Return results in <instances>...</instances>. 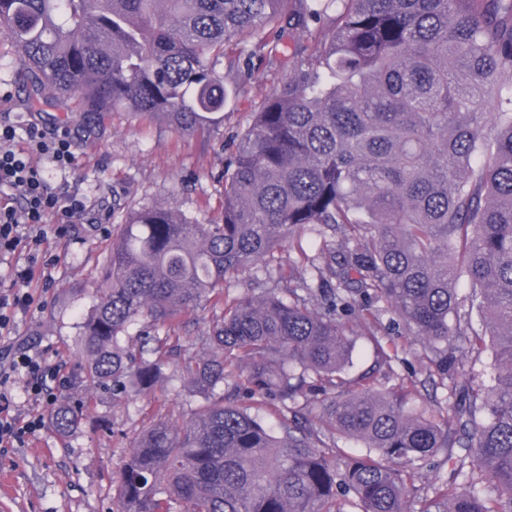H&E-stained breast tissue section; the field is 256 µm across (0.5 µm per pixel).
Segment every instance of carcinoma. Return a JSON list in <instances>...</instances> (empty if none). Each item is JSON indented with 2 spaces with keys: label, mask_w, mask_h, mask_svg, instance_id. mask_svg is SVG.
<instances>
[{
  "label": "carcinoma",
  "mask_w": 512,
  "mask_h": 512,
  "mask_svg": "<svg viewBox=\"0 0 512 512\" xmlns=\"http://www.w3.org/2000/svg\"><path fill=\"white\" fill-rule=\"evenodd\" d=\"M296 28L311 44L290 50ZM0 35L32 99H78L90 136L111 111L204 133L242 90L230 74L288 70L237 134L220 222L145 206L106 252L71 379L85 396L54 427L100 392L150 393L177 356L198 397L132 444L117 512H512V0H0ZM310 226L336 248L224 303V282ZM462 282L478 328L461 327ZM205 309L207 352L183 356L182 317ZM366 314L376 367L406 351L378 336L387 315L441 376L452 337L491 346L493 384L445 415L346 376ZM328 388L319 424L291 407ZM443 448L465 454L412 497ZM448 453V448H444L443 451L432 458L427 464L419 470V478L415 481V488L411 490V496H423L426 493L431 494L432 487L438 482V475H442L447 472L445 467L439 473L437 464L442 460L444 455Z\"/></svg>",
  "instance_id": "cac0c4a2"
}]
</instances>
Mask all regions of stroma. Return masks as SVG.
Segmentation results:
<instances>
[{
    "instance_id": "35a3bbf8",
    "label": "stroma",
    "mask_w": 512,
    "mask_h": 512,
    "mask_svg": "<svg viewBox=\"0 0 512 512\" xmlns=\"http://www.w3.org/2000/svg\"><path fill=\"white\" fill-rule=\"evenodd\" d=\"M285 76V69L254 58L243 77V91L224 110L223 125L204 136H185L157 121L111 112L90 139L73 119L74 103L32 104L21 56L0 38V123L15 125L21 138L33 126L68 131L76 142L74 169L62 173L48 164L45 175L52 187L78 194L88 204L84 223L73 225L67 237L48 236L0 259V294L30 259H37L51 277L49 288L34 286L36 304L26 311L10 310V323L0 330V350L25 345L50 374L41 396L29 392L21 374H14L8 385L11 415L24 421L40 417L44 424L23 444L0 447V512H116L112 484L132 442L150 421L181 423L196 404L180 363L174 362L149 396L115 400L100 395L66 435H59L49 420L50 401L64 394L62 379L77 361L82 316L97 301L105 247L124 215L163 204L192 222L217 220L224 201L220 175L233 137ZM323 243L318 232L295 233L269 266L250 275L262 280L279 267L299 265ZM448 354L452 366L441 378H429L418 362L395 364L393 370L377 371L376 377L385 387L404 386L410 406L425 403L445 410L456 405L464 385L489 383L495 362L492 350L468 353L460 337L451 341Z\"/></svg>"
}]
</instances>
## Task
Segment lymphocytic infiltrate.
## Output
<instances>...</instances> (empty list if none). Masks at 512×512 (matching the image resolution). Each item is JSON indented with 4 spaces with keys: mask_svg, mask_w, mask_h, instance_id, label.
<instances>
[{
    "mask_svg": "<svg viewBox=\"0 0 512 512\" xmlns=\"http://www.w3.org/2000/svg\"><path fill=\"white\" fill-rule=\"evenodd\" d=\"M16 130L0 125V189L11 191L13 204L0 205V256L16 252L28 238L29 231L50 227L56 237H65L75 216L84 214V198L75 194L51 191L44 172L34 165L31 154L45 156L58 170L72 169L76 162L75 143L68 132L45 133L30 130L27 149L14 145ZM55 217L54 225H47L48 217ZM20 372L27 378L32 393L43 390L44 369L28 349L15 352L7 373H0V444L20 443L34 432L38 420L21 421L6 417L9 400L4 391L11 373Z\"/></svg>",
    "mask_w": 512,
    "mask_h": 512,
    "instance_id": "obj_1",
    "label": "lymphocytic infiltrate"
}]
</instances>
